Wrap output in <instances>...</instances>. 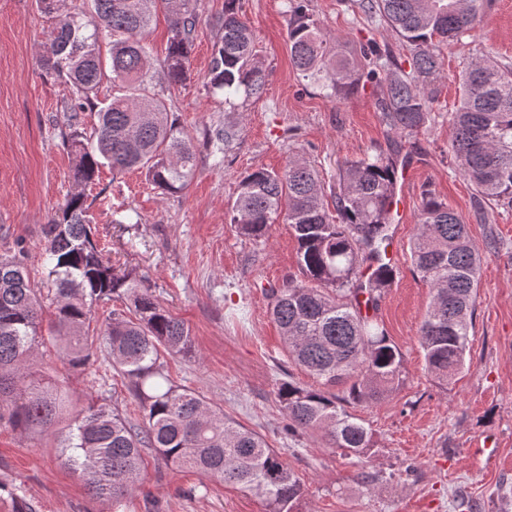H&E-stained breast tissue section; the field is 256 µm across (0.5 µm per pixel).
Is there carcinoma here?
Wrapping results in <instances>:
<instances>
[{"label": "carcinoma", "mask_w": 512, "mask_h": 512, "mask_svg": "<svg viewBox=\"0 0 512 512\" xmlns=\"http://www.w3.org/2000/svg\"><path fill=\"white\" fill-rule=\"evenodd\" d=\"M61 2L37 0L49 20L41 62L72 91L62 107L61 137L74 183H92L107 165L115 174L142 169L166 193L183 190L196 166V148L183 135L166 92L187 80L198 0H82L77 12L60 11ZM360 5L413 49L412 71L372 43L360 50L366 62L361 66L343 52L341 41L331 46L332 38L302 0L287 3L292 62L330 97L346 96L365 78L375 82L384 124L397 136L414 137L426 128L444 78L439 46L476 31L488 0H361ZM159 12L170 22L166 86L160 88L150 75L147 42ZM218 31L208 90L222 93L230 105L241 95H259L266 73L239 0H224ZM108 71L123 93L99 102L96 94ZM458 81L450 150L479 197L512 205V68L475 61ZM88 112L97 117L93 139L83 135ZM237 136V125L229 121L215 129L212 153H225ZM395 163L384 154L344 161L330 192L332 212L315 170L303 161L288 160L280 173L253 170L239 181L230 219L240 235L259 239L281 217L296 240L301 279L267 289L269 314L288 359L323 388L288 382L277 398L288 428L321 430L347 457H365L374 444L345 405L378 402L400 382L402 354L370 314L393 279L384 256ZM85 213L83 192H74L44 227L47 293L31 286L21 261L0 257V420L57 435L64 463L96 496L118 501L131 494L148 449L178 469L239 485L265 512H299L305 490L282 452L173 384L159 363L160 350L191 353L189 328L130 275L115 272ZM411 258L431 290L419 343L428 371L446 384L466 367L481 255L461 216L430 192L423 197ZM123 296L132 301L135 318L112 315L100 341L140 404L138 423L105 406L72 411L66 392L30 364L42 339L44 299L54 303L52 340L70 366L84 368L95 344L83 334L92 308ZM337 385L344 386V396L331 391Z\"/></svg>", "instance_id": "obj_1"}]
</instances>
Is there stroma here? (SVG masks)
<instances>
[{"mask_svg":"<svg viewBox=\"0 0 512 512\" xmlns=\"http://www.w3.org/2000/svg\"><path fill=\"white\" fill-rule=\"evenodd\" d=\"M359 3L309 0V8L350 51L371 41L409 68L410 47ZM286 6L240 0L269 79L260 98L230 107L207 92L224 0H200L188 77L170 97L198 147L194 173L184 190L165 194L144 172L116 177L102 167L83 189L95 239L118 271L190 328L192 353L165 359L173 383L282 449L305 489L302 512H512V206L480 200L448 149L459 73L481 57L512 66V0H490L474 36L441 46L445 77L429 127L405 141L382 121L374 84L336 99L302 78L291 63ZM46 25L36 0H0V255L23 252L38 288L47 265L43 227L74 189L59 137L69 88L38 63ZM228 119L239 136L218 166L203 143ZM379 153L414 164L407 217L388 228L395 277L376 311L403 363L391 396L347 407L375 443L357 459L342 456L323 433L288 434L278 387L316 382L289 361L266 291L297 275L296 243L281 221L267 237L239 236L229 211L252 169L280 172L298 154L329 187L343 161ZM428 191L462 217L483 256L467 366L445 385L428 373L418 340L431 294L411 246ZM32 364L63 381L77 408L94 403L140 421L105 350H95L86 371L70 369L51 347L37 349ZM17 495L30 512H264L239 486L172 469L150 453L130 496L118 503L95 496L65 464L54 434L2 422L0 512H13Z\"/></svg>","mask_w":512,"mask_h":512,"instance_id":"stroma-1","label":"stroma"}]
</instances>
